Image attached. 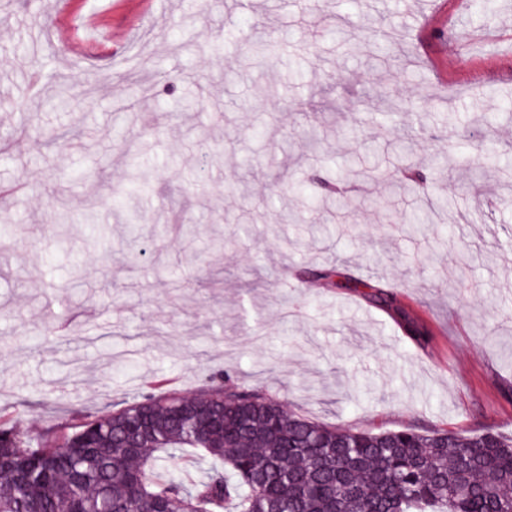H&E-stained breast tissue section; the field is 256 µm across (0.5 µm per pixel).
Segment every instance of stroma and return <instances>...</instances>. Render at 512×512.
<instances>
[{
	"mask_svg": "<svg viewBox=\"0 0 512 512\" xmlns=\"http://www.w3.org/2000/svg\"><path fill=\"white\" fill-rule=\"evenodd\" d=\"M466 2L5 0L0 418L26 431L123 408L153 379L190 394L225 370L321 425L512 437V173L495 160L512 146L498 118L512 106V0L491 22ZM341 5L348 42L320 24ZM72 12L82 24L43 37ZM394 97L404 153L381 123ZM461 134L480 155L436 173ZM133 145L159 178L135 207L153 245L127 261L111 196ZM373 157L427 176L445 207L425 233L400 221L422 195L356 172L357 206L336 216L325 184ZM241 179L248 193L227 190ZM278 179L304 194L271 200ZM292 212L327 236H299ZM187 213L191 240L176 229ZM327 267L395 288L427 343L313 278Z\"/></svg>",
	"mask_w": 512,
	"mask_h": 512,
	"instance_id": "1",
	"label": "stroma"
}]
</instances>
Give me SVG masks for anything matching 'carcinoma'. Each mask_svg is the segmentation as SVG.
<instances>
[{
    "label": "carcinoma",
    "instance_id": "cac0c4a2",
    "mask_svg": "<svg viewBox=\"0 0 512 512\" xmlns=\"http://www.w3.org/2000/svg\"><path fill=\"white\" fill-rule=\"evenodd\" d=\"M145 175L129 152L128 185ZM430 200L403 223H434ZM340 287L394 309L408 335L427 328L393 292L347 277ZM188 449L199 479L167 465ZM512 512V438L326 427L288 414L219 373L196 393H149L112 413H74L24 432L0 422V512Z\"/></svg>",
    "mask_w": 512,
    "mask_h": 512
}]
</instances>
